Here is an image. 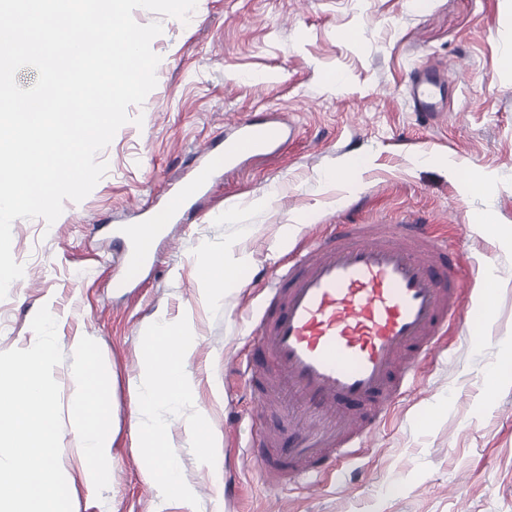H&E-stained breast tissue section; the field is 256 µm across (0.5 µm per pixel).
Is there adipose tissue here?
I'll return each mask as SVG.
<instances>
[{
  "label": "adipose tissue",
  "mask_w": 512,
  "mask_h": 512,
  "mask_svg": "<svg viewBox=\"0 0 512 512\" xmlns=\"http://www.w3.org/2000/svg\"><path fill=\"white\" fill-rule=\"evenodd\" d=\"M234 248V241H225V258L206 261L200 269L198 285L207 303H219L225 287L237 281L238 262L232 257ZM101 375L102 369L96 362H86L78 375L85 392L73 408L74 429L82 442L86 474L91 478L109 462L113 442L112 408L98 390Z\"/></svg>",
  "instance_id": "ef3b65f1"
}]
</instances>
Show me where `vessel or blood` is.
<instances>
[{"label":"vessel or blood","instance_id":"1","mask_svg":"<svg viewBox=\"0 0 512 512\" xmlns=\"http://www.w3.org/2000/svg\"><path fill=\"white\" fill-rule=\"evenodd\" d=\"M434 67L420 70L414 111L437 114ZM294 126L276 114L256 123L228 125L208 147L225 167L275 152ZM213 178L194 189L174 184L182 199L174 220L195 209ZM120 260L143 268L150 254L128 227L116 231ZM448 245L413 217L392 224H338L305 246L298 258L265 285L269 305L249 343L272 369L253 400V414L275 405L288 418L287 441L255 457L271 485L317 478L338 461L355 460L371 429L385 419L415 377L416 363L434 353L464 303L456 277L440 276Z\"/></svg>","mask_w":512,"mask_h":512}]
</instances>
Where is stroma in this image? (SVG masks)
I'll list each match as a JSON object with an SVG mask.
<instances>
[{"mask_svg":"<svg viewBox=\"0 0 512 512\" xmlns=\"http://www.w3.org/2000/svg\"><path fill=\"white\" fill-rule=\"evenodd\" d=\"M133 15L162 26L151 43L157 85L98 153L108 170L85 199L65 201L51 224L13 222L12 255L24 274L0 299V352L31 345L41 307L57 322L60 462L73 512H189L144 479L130 443V384L144 329L161 310L194 316V407L221 436L211 467L195 458L186 417L168 420L198 512H266L272 503L280 512H512V370L501 366L512 352V0H197L185 22L145 9ZM429 64L444 72L435 118L409 104L411 83ZM268 112L295 124L281 154L218 176L184 223L168 225L152 268L135 275L118 264L113 225L139 223L141 205L163 208L167 186L191 180L196 152L223 137L225 121ZM420 150L433 162L417 163ZM349 160L359 164L354 180L327 182ZM485 175L484 194H465L466 182ZM263 195L268 204L251 207ZM238 199L240 218L225 222V202ZM408 215L433 219L447 236L464 283L462 316L485 344L449 330L356 460L358 488L265 484L233 433L251 409L234 375L250 334L246 312L265 310V282L332 224ZM228 239L245 259L239 284L203 307L199 268ZM491 271L500 287L488 309L480 289ZM76 335L94 339L93 359L106 371L98 389L115 414L112 466L92 482L70 414L84 392ZM228 482L237 488L230 503Z\"/></svg>","mask_w":512,"mask_h":512,"instance_id":"obj_1","label":"stroma"}]
</instances>
